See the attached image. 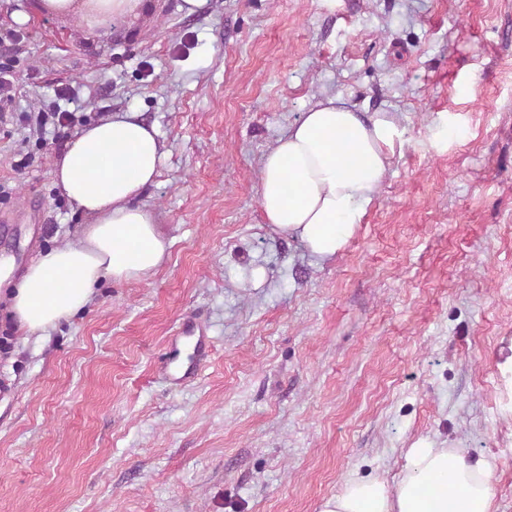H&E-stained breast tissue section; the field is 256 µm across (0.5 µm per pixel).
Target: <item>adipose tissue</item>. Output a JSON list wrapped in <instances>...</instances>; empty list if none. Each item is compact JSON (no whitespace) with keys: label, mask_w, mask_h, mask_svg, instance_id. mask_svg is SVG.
Here are the masks:
<instances>
[{"label":"adipose tissue","mask_w":512,"mask_h":512,"mask_svg":"<svg viewBox=\"0 0 512 512\" xmlns=\"http://www.w3.org/2000/svg\"><path fill=\"white\" fill-rule=\"evenodd\" d=\"M145 0H38L42 14L83 11L92 27L138 15ZM403 132L388 112L362 118L342 96L323 95L264 156L261 209L266 223L300 241L314 257L336 255L362 224ZM166 156L156 129L138 112H117L84 127L66 144L52 175L75 207L92 216L84 237L36 258L10 293V308L29 332L56 327L84 309L102 279L140 280L169 248L137 199ZM492 474L481 459L417 440L402 480L354 478L320 512H489Z\"/></svg>","instance_id":"obj_1"}]
</instances>
